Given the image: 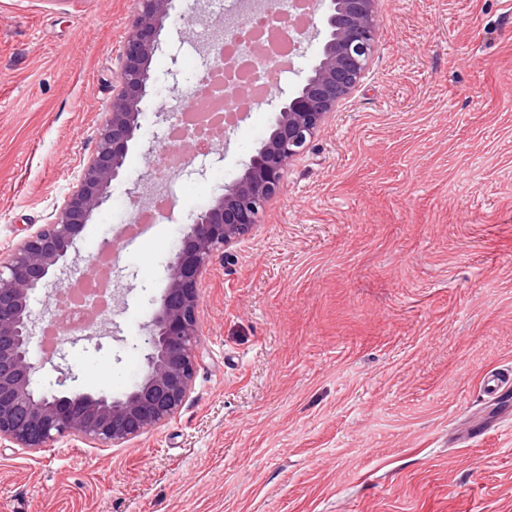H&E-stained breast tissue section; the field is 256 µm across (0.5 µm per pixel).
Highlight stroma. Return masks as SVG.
I'll return each mask as SVG.
<instances>
[{
    "instance_id": "1",
    "label": "stroma",
    "mask_w": 512,
    "mask_h": 512,
    "mask_svg": "<svg viewBox=\"0 0 512 512\" xmlns=\"http://www.w3.org/2000/svg\"><path fill=\"white\" fill-rule=\"evenodd\" d=\"M135 0H0V259L92 157ZM360 86L200 282V357L170 422L116 448L0 444V512H512V0H377ZM122 181L69 256L132 217L157 111L207 58L166 20ZM307 61L181 173L129 240L73 387L120 394L188 214L240 172Z\"/></svg>"
}]
</instances>
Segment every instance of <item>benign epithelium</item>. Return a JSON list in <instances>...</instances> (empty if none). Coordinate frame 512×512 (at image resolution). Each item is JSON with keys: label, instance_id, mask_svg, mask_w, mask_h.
<instances>
[{"label": "benign epithelium", "instance_id": "1", "mask_svg": "<svg viewBox=\"0 0 512 512\" xmlns=\"http://www.w3.org/2000/svg\"><path fill=\"white\" fill-rule=\"evenodd\" d=\"M184 0H137L125 39L119 88L106 106L95 152L79 185L49 221L0 260V442L40 449L61 438L118 447L168 423L185 404L199 358V283L206 267L260 223L281 194L288 166L340 102L360 84L378 32L375 0H319L313 33L294 31L297 45L316 42L307 73L276 113L270 133L241 173L188 217L166 264L147 325L141 380L128 392H48L38 388L43 363L33 359L39 321L32 299L66 259L94 213L107 201L141 129V103L151 82L163 21L190 22Z\"/></svg>", "mask_w": 512, "mask_h": 512}]
</instances>
